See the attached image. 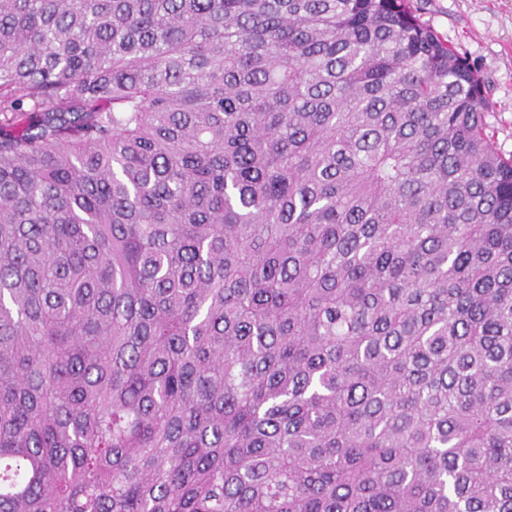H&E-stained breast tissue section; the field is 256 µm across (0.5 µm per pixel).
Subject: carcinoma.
I'll return each mask as SVG.
<instances>
[{"label":"carcinoma","instance_id":"obj_1","mask_svg":"<svg viewBox=\"0 0 512 512\" xmlns=\"http://www.w3.org/2000/svg\"><path fill=\"white\" fill-rule=\"evenodd\" d=\"M408 0H0V512H512V159Z\"/></svg>","mask_w":512,"mask_h":512}]
</instances>
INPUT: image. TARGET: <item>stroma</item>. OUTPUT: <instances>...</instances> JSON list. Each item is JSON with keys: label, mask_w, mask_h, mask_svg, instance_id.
<instances>
[{"label": "stroma", "mask_w": 512, "mask_h": 512, "mask_svg": "<svg viewBox=\"0 0 512 512\" xmlns=\"http://www.w3.org/2000/svg\"><path fill=\"white\" fill-rule=\"evenodd\" d=\"M421 20L467 54L490 86L487 133L512 157V0H411Z\"/></svg>", "instance_id": "35a3bbf8"}]
</instances>
